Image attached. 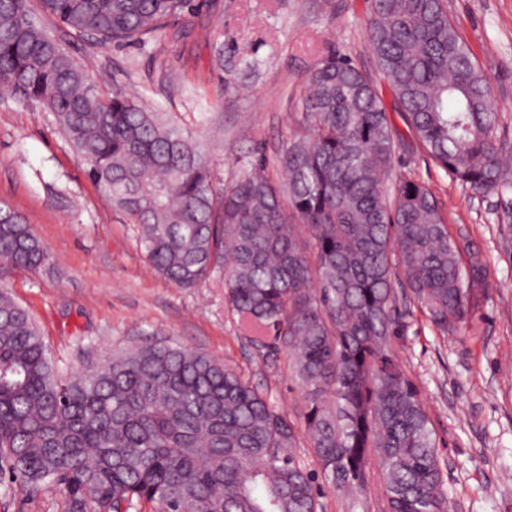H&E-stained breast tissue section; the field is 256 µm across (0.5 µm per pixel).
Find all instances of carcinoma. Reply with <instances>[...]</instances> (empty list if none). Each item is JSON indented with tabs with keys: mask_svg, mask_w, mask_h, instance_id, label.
Segmentation results:
<instances>
[{
	"mask_svg": "<svg viewBox=\"0 0 512 512\" xmlns=\"http://www.w3.org/2000/svg\"><path fill=\"white\" fill-rule=\"evenodd\" d=\"M189 2L39 0L64 35L102 46L188 39L172 19ZM368 41L413 141L473 193H512L503 117L445 0H372ZM0 88L51 112L158 275L194 288L225 269V302L251 341L289 350L305 402L297 423L244 374L166 341L68 375L1 288L0 469L32 494L61 487L66 512H320L302 432L336 491L355 500L376 485L380 512H448L436 432L392 347L409 315L395 285L455 335L486 271L435 192L395 168L405 141L364 72L334 55L316 63L276 174L260 161L228 186L164 113L124 91L99 96L29 0H0ZM47 255L0 202V281Z\"/></svg>",
	"mask_w": 512,
	"mask_h": 512,
	"instance_id": "carcinoma-1",
	"label": "carcinoma"
}]
</instances>
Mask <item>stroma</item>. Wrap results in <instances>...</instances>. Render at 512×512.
<instances>
[{
  "mask_svg": "<svg viewBox=\"0 0 512 512\" xmlns=\"http://www.w3.org/2000/svg\"><path fill=\"white\" fill-rule=\"evenodd\" d=\"M179 22L187 44L67 50L103 96L137 92L207 147L214 171L233 182L256 157L276 172L297 135L308 71L322 57L350 59L385 107L391 90L367 43L368 0H194ZM448 14L492 86L505 121L500 139L512 173V0H447ZM223 67H215L216 51ZM400 134L408 129L393 112ZM403 172L429 185L448 217L480 248L487 290L473 321L443 337L421 313L395 349L426 403L440 444L449 512H512V194H473L415 143ZM0 202L22 214L48 248L44 263L12 273L7 286L39 327L51 354L71 370L101 363L148 339H167L241 370L288 417L304 398L285 350L256 348L224 303V275L185 289L148 264L133 224L87 176L50 112L0 91ZM0 512H65L59 488L37 497L0 477Z\"/></svg>",
  "mask_w": 512,
  "mask_h": 512,
  "instance_id": "stroma-1",
  "label": "stroma"
}]
</instances>
